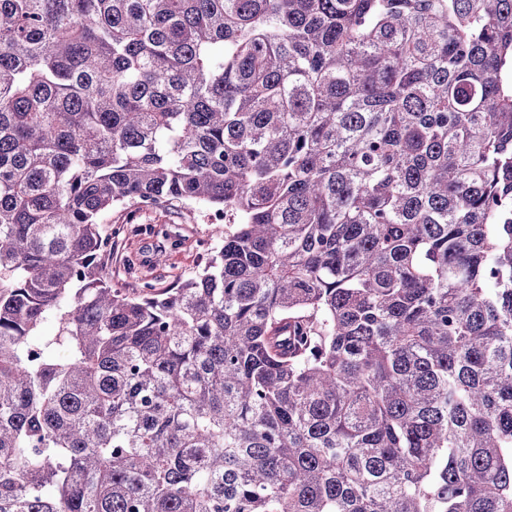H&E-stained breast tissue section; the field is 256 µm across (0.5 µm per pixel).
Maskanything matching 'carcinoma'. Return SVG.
Listing matches in <instances>:
<instances>
[{
	"instance_id": "obj_1",
	"label": "carcinoma",
	"mask_w": 512,
	"mask_h": 512,
	"mask_svg": "<svg viewBox=\"0 0 512 512\" xmlns=\"http://www.w3.org/2000/svg\"><path fill=\"white\" fill-rule=\"evenodd\" d=\"M0 512H512V0H0ZM133 208L117 205L99 217L108 238L105 265L114 288L131 293L141 279L168 288L200 274L224 244L222 215L215 214L216 221H223L214 223V213L204 206L164 203L153 208L144 203L140 210L147 212L127 224Z\"/></svg>"
}]
</instances>
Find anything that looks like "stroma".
I'll list each match as a JSON object with an SVG mask.
<instances>
[{"label": "stroma", "mask_w": 512, "mask_h": 512, "mask_svg": "<svg viewBox=\"0 0 512 512\" xmlns=\"http://www.w3.org/2000/svg\"><path fill=\"white\" fill-rule=\"evenodd\" d=\"M201 205L166 203L131 214L117 205L99 222L108 233L106 271L113 287L131 292L147 279L159 288L200 274L224 243V226Z\"/></svg>", "instance_id": "35a3bbf8"}]
</instances>
